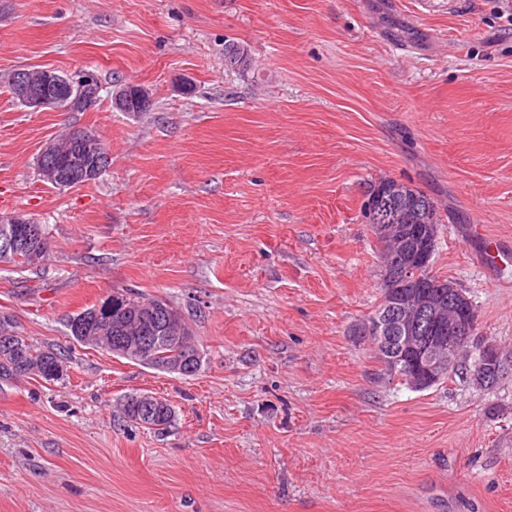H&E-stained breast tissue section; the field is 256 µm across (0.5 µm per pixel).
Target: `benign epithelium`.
Segmentation results:
<instances>
[{
  "label": "benign epithelium",
  "instance_id": "obj_1",
  "mask_svg": "<svg viewBox=\"0 0 512 512\" xmlns=\"http://www.w3.org/2000/svg\"><path fill=\"white\" fill-rule=\"evenodd\" d=\"M12 86V98L16 104L31 112H39L58 104H65L72 99L86 109H91L98 101L97 92L85 88L83 77H74L55 68L42 66H25L9 74ZM134 93L144 103L151 102L146 88L137 84L119 85L113 90V103L121 111H126L125 100L129 93ZM109 163V153L105 150L101 139L92 134H77L65 152H59L58 142H47L38 159V171L42 180L54 187L76 188L99 177L104 166ZM47 237L45 227L21 215H10L0 226V260H8L13 251L20 246L27 249L31 262L41 261L44 242ZM435 250V237L431 234L430 225L422 227L421 244L414 266L406 270V280L411 287L419 289L420 301L410 308H402L400 312L386 314L365 327L362 335L376 336L393 347V351L404 348L419 351V364L424 370V377L431 378L439 372L455 364V345L459 341L468 340L475 334L477 314L471 312L464 319L455 309L433 294L430 288L433 283L423 271L432 266ZM428 310L435 318L438 336L421 343L415 335V324L419 314ZM119 319L135 314V305L126 296L112 293L102 299L83 314L71 320V335L82 339L90 335L92 330L112 324L113 314ZM115 348L126 357L137 362L154 361L151 346L154 338L150 336H117ZM497 350L490 344L476 352L474 361V377L481 379L486 361L493 359ZM202 363L197 350H186L185 357H177L163 366L164 371L181 376L191 363ZM138 402L147 410V414L155 417L159 414H175L173 406L165 399L150 393L135 395Z\"/></svg>",
  "mask_w": 512,
  "mask_h": 512
}]
</instances>
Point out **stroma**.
I'll use <instances>...</instances> for the list:
<instances>
[{
  "label": "stroma",
  "instance_id": "stroma-1",
  "mask_svg": "<svg viewBox=\"0 0 512 512\" xmlns=\"http://www.w3.org/2000/svg\"><path fill=\"white\" fill-rule=\"evenodd\" d=\"M33 64L92 74L95 108L17 105L3 79ZM120 82L149 111L116 110ZM74 127L110 163L56 188L37 159ZM384 178L434 200V273L512 350V263L479 257L512 241V0H0V215L49 240L40 269L0 264V312L70 359L0 386V512H512V378L417 391L358 334ZM126 289L181 310L195 376L72 338ZM131 392L172 425L125 422ZM224 65L227 69L237 70L241 75L248 74L247 52L234 41L224 43ZM135 393H130L129 396L125 399L126 395L124 396V400L122 403L121 412L124 416V418L127 419L129 422H133L137 425H139V421L137 419V416L133 409L131 408L130 404L128 403V399H130ZM135 398L138 400V402L147 410V413L145 415L146 420L147 416H152L155 418L158 414H169L173 415L175 414V410L173 406L165 399L158 397L154 394L150 393H139L134 395ZM141 425V424H140Z\"/></svg>",
  "mask_w": 512,
  "mask_h": 512
}]
</instances>
